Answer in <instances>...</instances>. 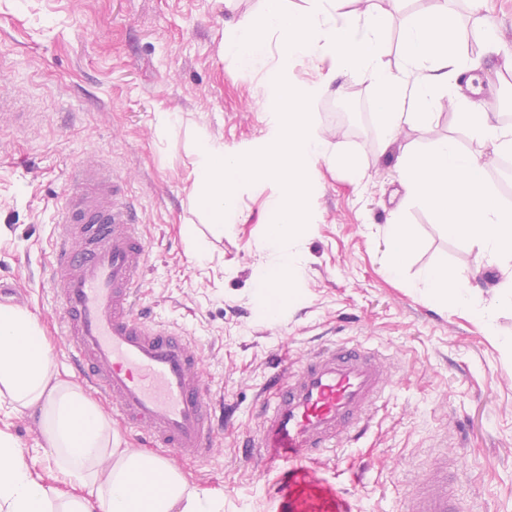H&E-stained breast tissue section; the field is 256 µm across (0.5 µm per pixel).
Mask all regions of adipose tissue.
I'll list each match as a JSON object with an SVG mask.
<instances>
[{
    "instance_id": "1",
    "label": "adipose tissue",
    "mask_w": 512,
    "mask_h": 512,
    "mask_svg": "<svg viewBox=\"0 0 512 512\" xmlns=\"http://www.w3.org/2000/svg\"><path fill=\"white\" fill-rule=\"evenodd\" d=\"M459 122L499 154L512 153V127L495 123L470 96L455 98ZM408 201L432 211L449 232L477 248L502 276L496 301L512 310V207L502 205L486 180L482 156L448 137L398 158ZM387 268L398 274L415 246L411 225L393 213L386 236ZM427 297L469 307V277L445 265L423 270ZM38 415L44 446L59 473L79 485L61 498L31 473L22 448L0 430V512H219L213 496L191 487L165 459L125 447L111 419L82 387L61 376L47 336L26 309L0 304V408Z\"/></svg>"
}]
</instances>
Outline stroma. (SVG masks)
Wrapping results in <instances>:
<instances>
[{
  "mask_svg": "<svg viewBox=\"0 0 512 512\" xmlns=\"http://www.w3.org/2000/svg\"><path fill=\"white\" fill-rule=\"evenodd\" d=\"M260 0H0V91L13 93L29 129L0 124V278L15 283L6 303L28 309L49 336L58 370L76 378L71 348L58 333L60 307L45 273L56 206L67 175L93 156L126 180L150 248L142 300L156 319L178 325L199 347L202 370L232 418L203 461L178 462L191 485L224 501L223 512H276L274 474L243 460L237 438L256 427L255 405L277 353L297 360L328 339L362 342L394 357L401 379L356 447L331 451L307 469L316 486L348 492L355 512H402L407 478L438 445L465 469L455 486L467 512H512V311L495 307L496 265L477 264L461 237L431 212L404 201L396 170L406 146L453 138L483 156L486 178L503 205L500 156L455 117L443 99L429 123L401 128L384 142L363 110L375 88L337 77L313 111L321 131L355 168L319 162L310 196L311 226L299 246L307 257L296 295L277 322L265 316L253 282L265 274L259 245L280 187H243V223L224 231L193 211L192 146L202 136L235 148L261 139L272 103L274 65L245 69L222 56L225 23L254 13ZM446 7L469 55L482 57L484 98L493 121L512 116V0L474 10L469 0H399L390 10L383 62L403 61L397 45L418 12ZM493 27L494 47L484 43ZM160 112L176 119L169 134ZM415 228L411 260L397 276L385 267L391 213ZM471 276L473 310L425 297L415 283L429 266ZM0 430L38 460L35 474L59 483L40 426L0 411Z\"/></svg>",
  "mask_w": 512,
  "mask_h": 512,
  "instance_id": "obj_1",
  "label": "stroma"
}]
</instances>
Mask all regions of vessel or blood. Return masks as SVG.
<instances>
[{"label":"vessel or blood","instance_id":"vessel-or-blood-1","mask_svg":"<svg viewBox=\"0 0 512 512\" xmlns=\"http://www.w3.org/2000/svg\"><path fill=\"white\" fill-rule=\"evenodd\" d=\"M49 275L84 383L175 458L200 460L214 446L215 405L198 349L180 327L141 307L149 247L116 172L80 161L54 221ZM398 365L381 351L333 342L278 363L243 445L266 470H280L277 512H353L347 494L311 497L305 462L361 439L393 387ZM455 463L439 454L409 482L405 512H463L449 485Z\"/></svg>","mask_w":512,"mask_h":512}]
</instances>
